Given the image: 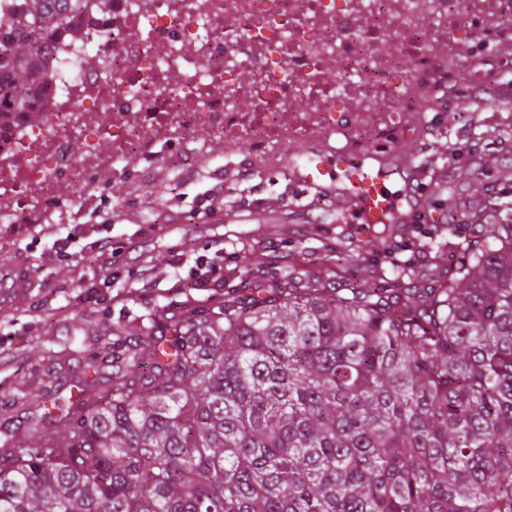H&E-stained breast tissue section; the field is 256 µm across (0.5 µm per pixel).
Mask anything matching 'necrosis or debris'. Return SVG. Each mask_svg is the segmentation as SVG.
<instances>
[{"instance_id":"obj_1","label":"necrosis or debris","mask_w":512,"mask_h":512,"mask_svg":"<svg viewBox=\"0 0 512 512\" xmlns=\"http://www.w3.org/2000/svg\"><path fill=\"white\" fill-rule=\"evenodd\" d=\"M492 0H112L107 20L84 29L79 52L52 51L57 78L42 101L41 124L0 144L13 160L0 170V223H8L20 196L68 170L79 174L102 136L118 152L142 141L155 126L178 120L186 99L200 98L207 119L254 142L274 128H293L302 115L292 101L316 103L312 120L326 130L341 125L344 100L358 99L393 112L416 65L428 56L427 40L415 24L430 15L438 40L466 49L478 34L477 15ZM110 32L120 50L105 70L90 72L81 52L100 45ZM189 43L195 52L178 50ZM337 56L340 69L326 66ZM262 71V82L246 86L241 72ZM257 105L251 120L238 110L240 98ZM112 115L109 126L97 123Z\"/></svg>"}]
</instances>
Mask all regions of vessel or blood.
I'll list each match as a JSON object with an SVG mask.
<instances>
[{
    "label": "vessel or blood",
    "instance_id": "1",
    "mask_svg": "<svg viewBox=\"0 0 512 512\" xmlns=\"http://www.w3.org/2000/svg\"><path fill=\"white\" fill-rule=\"evenodd\" d=\"M290 179L317 199H333L362 224H412L424 209L414 156L387 139L370 148L338 149L328 140L288 154Z\"/></svg>",
    "mask_w": 512,
    "mask_h": 512
}]
</instances>
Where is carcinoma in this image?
Listing matches in <instances>:
<instances>
[{
  "mask_svg": "<svg viewBox=\"0 0 512 512\" xmlns=\"http://www.w3.org/2000/svg\"><path fill=\"white\" fill-rule=\"evenodd\" d=\"M0 6V137L42 120L56 42L112 0ZM388 277L315 258L122 336L107 378L0 409V512H512V202Z\"/></svg>",
  "mask_w": 512,
  "mask_h": 512,
  "instance_id": "1",
  "label": "carcinoma"
}]
</instances>
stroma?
Returning a JSON list of instances; mask_svg holds the SVG:
<instances>
[{"instance_id": "stroma-1", "label": "stroma", "mask_w": 512, "mask_h": 512, "mask_svg": "<svg viewBox=\"0 0 512 512\" xmlns=\"http://www.w3.org/2000/svg\"><path fill=\"white\" fill-rule=\"evenodd\" d=\"M463 101L443 99L422 107L417 84L402 101L403 123L413 124V138L402 148L416 153L425 170H441L445 188L436 202L432 225H411L403 245L391 257H377L383 270L392 262L419 267L433 254L435 225L447 214L478 209L490 191L499 190L484 162L497 158L512 166V101L492 103L481 123H471ZM354 120L346 135H331L336 147L362 148L383 140L394 122L389 113L366 112L358 100L345 104ZM299 133L281 130L258 143H243L222 127L201 120L193 126L172 122L147 140L151 161L142 152L113 158L112 142L102 138L95 156L83 165L76 189L58 176L17 210L16 221L0 225V403L37 394L47 385L69 397L71 386L87 372L94 353L116 325L143 327L185 300L198 303L223 295L243 276H271L353 241L386 237L383 225L341 221V209L324 201L305 209V191L292 183L283 164ZM463 156L452 159L449 144ZM246 174L233 185L218 214H201L199 204L217 174ZM82 225L90 238H111L121 249L118 263L100 268L92 254L73 244L69 262L53 257L52 244ZM232 247L224 257V275L194 283L191 270L216 240ZM154 258L159 274L151 288L126 304H114L103 281L137 277L144 258ZM36 308L40 320L25 316Z\"/></svg>"}]
</instances>
